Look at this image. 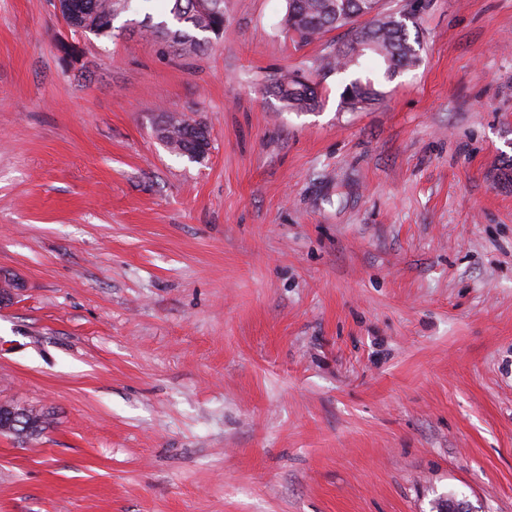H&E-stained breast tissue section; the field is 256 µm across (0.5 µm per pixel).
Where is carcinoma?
Returning <instances> with one entry per match:
<instances>
[{"mask_svg": "<svg viewBox=\"0 0 512 512\" xmlns=\"http://www.w3.org/2000/svg\"><path fill=\"white\" fill-rule=\"evenodd\" d=\"M168 15L154 21L150 15L137 22L141 33L162 40L167 46L195 53L207 46L200 33L216 38L224 35V0H167ZM380 0H286L281 24L287 33L302 43H312L327 32L349 27L348 39L321 59L320 70L347 75L342 99L351 110L362 109L384 96L381 86L421 61L419 38L410 28L418 26L423 0H410L407 12L393 26L381 11L371 21L357 26L358 18L370 15V5ZM62 16L73 28L96 37L112 36L113 21L131 10V0H57ZM268 92L275 95L290 112H308L319 107L318 83L301 70L275 75L269 79ZM156 137L167 149L191 160L205 158L210 131L203 121L185 115L163 113Z\"/></svg>", "mask_w": 512, "mask_h": 512, "instance_id": "carcinoma-1", "label": "carcinoma"}]
</instances>
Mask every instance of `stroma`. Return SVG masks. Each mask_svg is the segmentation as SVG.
Returning a JSON list of instances; mask_svg holds the SVG:
<instances>
[{
	"label": "stroma",
	"mask_w": 512,
	"mask_h": 512,
	"mask_svg": "<svg viewBox=\"0 0 512 512\" xmlns=\"http://www.w3.org/2000/svg\"><path fill=\"white\" fill-rule=\"evenodd\" d=\"M160 7L0 0V404L53 418L0 435V512H512V0H428L359 111L344 30L224 0L176 55L128 26ZM298 69L314 111L264 91ZM57 7L73 28L96 37H112L113 21L131 10V0H59ZM160 124L165 126L161 128ZM155 134L170 152L191 160L204 159L209 150L210 131L207 124L187 118L184 114L162 113Z\"/></svg>",
	"instance_id": "obj_1"
}]
</instances>
